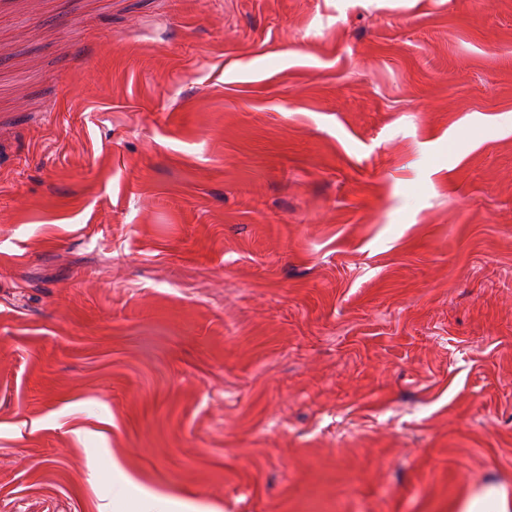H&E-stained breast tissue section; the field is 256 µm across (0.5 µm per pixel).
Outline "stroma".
<instances>
[{"instance_id":"1","label":"stroma","mask_w":512,"mask_h":512,"mask_svg":"<svg viewBox=\"0 0 512 512\" xmlns=\"http://www.w3.org/2000/svg\"><path fill=\"white\" fill-rule=\"evenodd\" d=\"M512 499V0H0V512Z\"/></svg>"}]
</instances>
